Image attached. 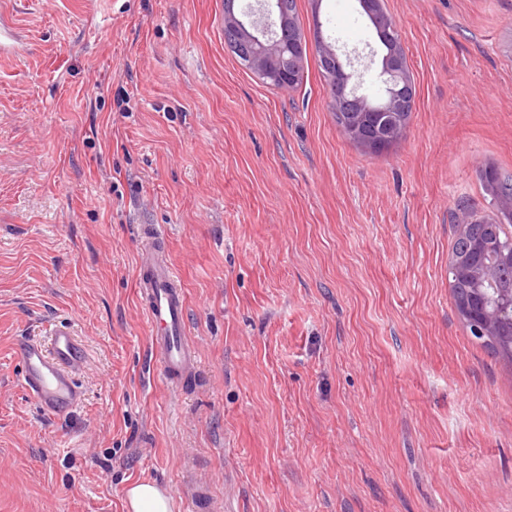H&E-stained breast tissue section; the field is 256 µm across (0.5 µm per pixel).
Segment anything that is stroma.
<instances>
[{"label": "stroma", "mask_w": 512, "mask_h": 512, "mask_svg": "<svg viewBox=\"0 0 512 512\" xmlns=\"http://www.w3.org/2000/svg\"><path fill=\"white\" fill-rule=\"evenodd\" d=\"M224 0H14L0 58V512H512V364L448 283L481 174L512 175V0H384L416 98L367 150L327 107L323 34L382 94L358 0H297L284 93L239 64ZM166 229L199 368L171 396L135 288ZM73 326L80 406L43 412L18 343ZM127 512H170V497L156 485L149 482L132 484L125 492Z\"/></svg>", "instance_id": "35a3bbf8"}]
</instances>
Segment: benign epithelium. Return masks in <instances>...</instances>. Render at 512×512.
I'll return each mask as SVG.
<instances>
[{
  "instance_id": "obj_1",
  "label": "benign epithelium",
  "mask_w": 512,
  "mask_h": 512,
  "mask_svg": "<svg viewBox=\"0 0 512 512\" xmlns=\"http://www.w3.org/2000/svg\"><path fill=\"white\" fill-rule=\"evenodd\" d=\"M360 5L377 37L387 46L379 71L384 87V101L380 108H374L367 96L350 88L353 74L347 71V64L334 44L319 39L316 48L318 55L328 63V106L333 112L348 113V118L339 124L340 131L352 139L356 136L355 125L368 123L372 132L364 138L363 147L381 151L401 136L406 126L405 115L412 112L415 85L407 66L405 48L397 37L396 23L383 10L381 0H360ZM224 27L250 41L252 53L246 57L244 65L258 78H273L284 92L298 86L306 47L299 37L296 23L282 19L277 23L275 33L269 35L251 14L230 7L224 10ZM467 316L473 322L486 321L512 329V289L493 301L481 298L477 309L468 311Z\"/></svg>"
}]
</instances>
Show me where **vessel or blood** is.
Segmentation results:
<instances>
[{"mask_svg": "<svg viewBox=\"0 0 512 512\" xmlns=\"http://www.w3.org/2000/svg\"><path fill=\"white\" fill-rule=\"evenodd\" d=\"M144 236L151 244L138 255L136 288L150 326L151 351L159 359L165 384L175 391L180 378L199 363L187 339L189 301L179 274L159 246L164 238L160 228L145 225ZM18 354L23 385L43 411L63 414L80 404L74 376L85 354L70 327L57 325L46 345L22 341Z\"/></svg>", "mask_w": 512, "mask_h": 512, "instance_id": "obj_1", "label": "vessel or blood"}]
</instances>
